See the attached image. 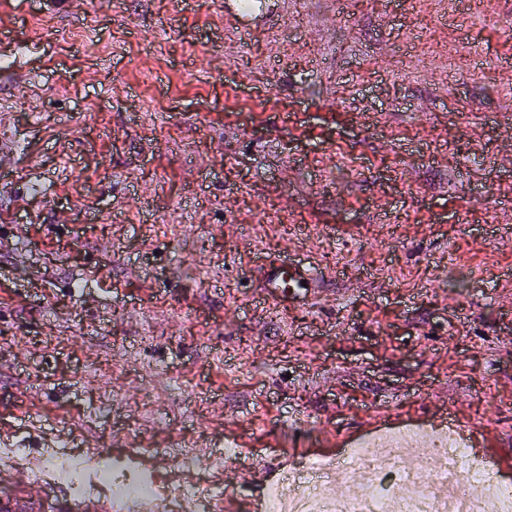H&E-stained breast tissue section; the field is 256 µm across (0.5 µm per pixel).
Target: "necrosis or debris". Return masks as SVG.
Returning <instances> with one entry per match:
<instances>
[{
    "label": "necrosis or debris",
    "instance_id": "4bbe7bcc",
    "mask_svg": "<svg viewBox=\"0 0 512 512\" xmlns=\"http://www.w3.org/2000/svg\"><path fill=\"white\" fill-rule=\"evenodd\" d=\"M427 456L408 447H393L373 438L354 450L350 469L362 491L357 498L336 495L331 466L311 470L288 495L273 499L270 512H512V481L487 465L472 468L479 495L461 490L448 473L449 459L469 453L459 437L422 429ZM99 470L112 479L113 512H142L159 494V477L139 471L130 451L105 453L95 459Z\"/></svg>",
    "mask_w": 512,
    "mask_h": 512
}]
</instances>
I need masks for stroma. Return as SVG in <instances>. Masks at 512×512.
<instances>
[{"mask_svg":"<svg viewBox=\"0 0 512 512\" xmlns=\"http://www.w3.org/2000/svg\"><path fill=\"white\" fill-rule=\"evenodd\" d=\"M266 2L0 0V422L184 443L235 512L379 408L512 467V0ZM265 274V288L280 297H288V293L291 295L293 288H305L302 280L309 284L316 281L320 275L318 269L310 264L302 267L286 260L271 262Z\"/></svg>","mask_w":512,"mask_h":512,"instance_id":"1","label":"stroma"}]
</instances>
